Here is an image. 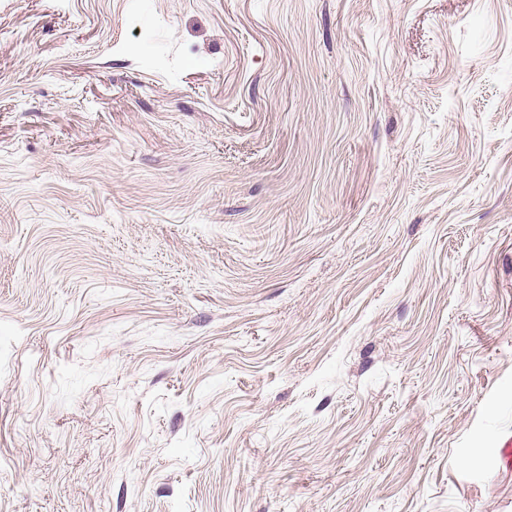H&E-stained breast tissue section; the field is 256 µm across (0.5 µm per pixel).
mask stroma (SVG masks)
I'll return each instance as SVG.
<instances>
[{
	"mask_svg": "<svg viewBox=\"0 0 512 512\" xmlns=\"http://www.w3.org/2000/svg\"><path fill=\"white\" fill-rule=\"evenodd\" d=\"M512 0H0V512H512Z\"/></svg>",
	"mask_w": 512,
	"mask_h": 512,
	"instance_id": "1",
	"label": "stroma"
}]
</instances>
